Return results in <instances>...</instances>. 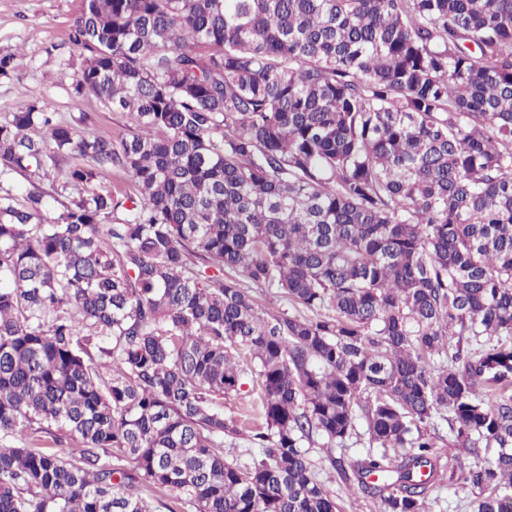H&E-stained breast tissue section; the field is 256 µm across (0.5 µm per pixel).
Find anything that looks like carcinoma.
I'll list each match as a JSON object with an SVG mask.
<instances>
[{"label": "carcinoma", "instance_id": "carcinoma-1", "mask_svg": "<svg viewBox=\"0 0 512 512\" xmlns=\"http://www.w3.org/2000/svg\"><path fill=\"white\" fill-rule=\"evenodd\" d=\"M68 40L131 126L0 122V512H341L318 438L381 512H512V0H86ZM70 159L56 215L3 187ZM440 419L493 458L445 471ZM241 394L237 397L230 399H224V414L226 416L239 417L240 415L244 418L256 416L258 413V398L255 391H252V385L249 380L246 381ZM249 415V416H246ZM365 427L362 423L357 425V435H354L353 438L348 442V448L336 449V456H340L341 452L345 459V462L354 463L366 457L367 455V440L364 435ZM475 494L470 487L457 485L448 490L445 487L441 492V502L436 507L438 512H472L471 501Z\"/></svg>", "mask_w": 512, "mask_h": 512}]
</instances>
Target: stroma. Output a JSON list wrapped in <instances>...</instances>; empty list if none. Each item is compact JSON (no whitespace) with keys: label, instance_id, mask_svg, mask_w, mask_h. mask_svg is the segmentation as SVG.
<instances>
[{"label":"stroma","instance_id":"1","mask_svg":"<svg viewBox=\"0 0 512 512\" xmlns=\"http://www.w3.org/2000/svg\"><path fill=\"white\" fill-rule=\"evenodd\" d=\"M83 7L84 0H0V54L13 57L10 72L0 75V121L27 95L78 130L112 136L127 131L130 119L125 113L73 89V75L83 58L70 52L68 34ZM310 459L342 512H380L379 500L343 483L322 464L319 448H311Z\"/></svg>","mask_w":512,"mask_h":512}]
</instances>
